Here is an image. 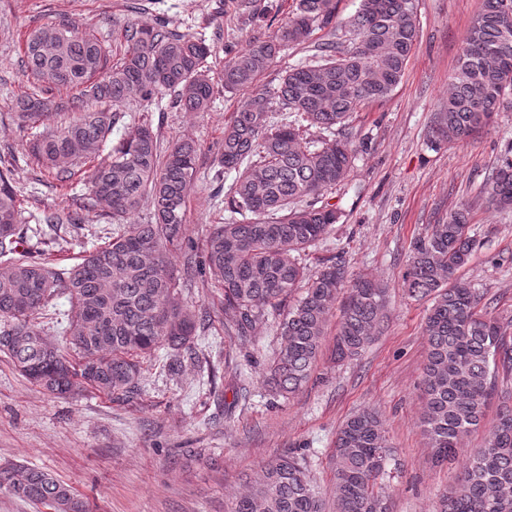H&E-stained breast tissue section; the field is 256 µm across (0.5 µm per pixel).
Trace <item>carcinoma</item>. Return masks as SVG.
Masks as SVG:
<instances>
[{
    "mask_svg": "<svg viewBox=\"0 0 512 512\" xmlns=\"http://www.w3.org/2000/svg\"><path fill=\"white\" fill-rule=\"evenodd\" d=\"M337 0H295L287 20L268 40L224 63L222 87L247 97L224 126L215 175L237 172L224 209L233 215L210 233L203 271L224 290V331L256 334L269 312L283 313L280 349L268 382L276 395L292 396L307 383L323 349L328 317L342 299L332 356H359L384 327L387 289L354 276L341 256L311 273L302 254L317 246L341 213L320 196L343 182L364 142L351 132L354 115L385 99L399 83L418 35L416 0H361L344 22L354 46L339 50ZM224 13L265 17L261 0H224ZM316 30L329 39L314 44V61L288 67L278 86L259 77L286 48L307 42ZM124 52L111 62L93 34L60 22L31 32L21 63L31 76L11 109L29 137L28 160L61 183L88 166L90 206L117 227L69 269L56 270L19 252L28 231L35 237L83 223L76 209H44L46 228L23 223L27 199L13 182L12 163L0 156V352L31 382L63 395L85 384L129 400L139 391L144 354L166 345L168 369L182 366L208 315L174 301L183 282L171 257L185 252V200L197 173L198 147L183 138L161 149L145 123L127 128L108 153L103 146L123 118L128 100L151 101L166 93L187 112H206L215 93L205 40L166 21H132L119 31ZM512 95V0H484L464 40L448 99L435 113L428 145L468 137L492 123ZM59 111L68 122L52 129ZM287 112L278 124L272 113ZM249 165H244V162ZM481 193L499 211H512V142ZM143 224L124 220L141 208ZM470 207L460 204L442 224L431 225L411 248L403 284L429 299L428 348L423 376L422 423L436 459L460 451L463 438L484 425L499 379L512 375V319L479 308L482 295L458 273L469 262ZM66 294L72 312L66 332L75 355L61 351L42 319L54 296ZM335 512H389L379 479L395 460L378 414L364 409L338 429L332 450ZM0 487L50 512H87L65 482L24 464L0 467ZM232 512H324L306 467L292 453L264 465L259 479ZM435 512H512V405L492 424L479 448L467 450L463 477L441 494Z\"/></svg>",
    "mask_w": 512,
    "mask_h": 512,
    "instance_id": "carcinoma-1",
    "label": "carcinoma"
}]
</instances>
